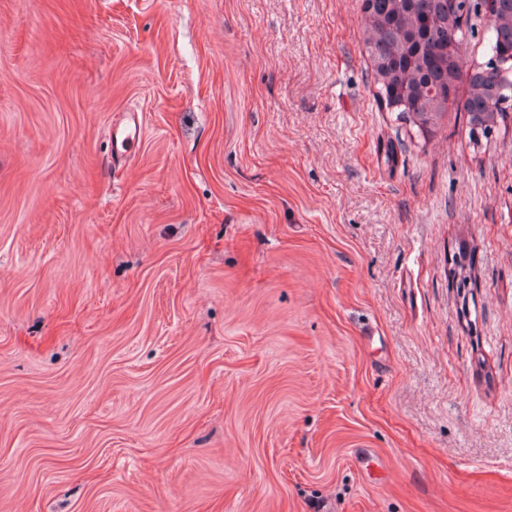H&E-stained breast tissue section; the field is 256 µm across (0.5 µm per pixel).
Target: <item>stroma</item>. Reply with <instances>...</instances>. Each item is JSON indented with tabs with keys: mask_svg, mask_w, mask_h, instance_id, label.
Here are the masks:
<instances>
[{
	"mask_svg": "<svg viewBox=\"0 0 512 512\" xmlns=\"http://www.w3.org/2000/svg\"><path fill=\"white\" fill-rule=\"evenodd\" d=\"M361 4L0 0V512H512V114ZM364 49L380 96L418 131L435 126L466 83L464 112L472 137L488 136L504 119L497 106L501 68L512 67V0H490L487 50L500 67L463 70L462 19L470 0H362ZM406 104L404 105V103ZM403 103V106H396ZM144 131V120L141 112L128 110L112 124V144H115L116 155L123 157L127 147L139 140ZM120 147V150H119Z\"/></svg>",
	"mask_w": 512,
	"mask_h": 512,
	"instance_id": "obj_1",
	"label": "stroma"
}]
</instances>
